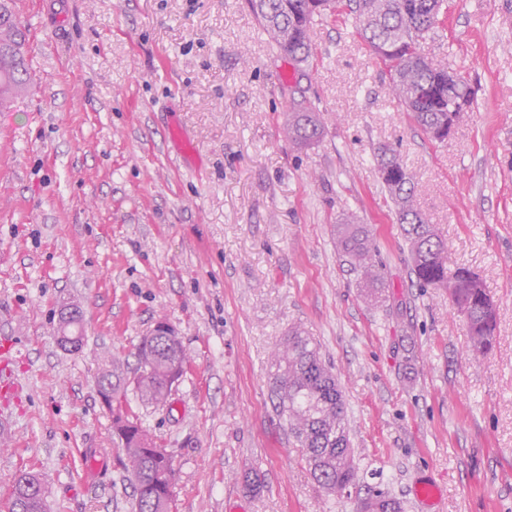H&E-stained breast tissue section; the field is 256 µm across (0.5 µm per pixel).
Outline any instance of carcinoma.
Instances as JSON below:
<instances>
[{
	"label": "carcinoma",
	"mask_w": 512,
	"mask_h": 512,
	"mask_svg": "<svg viewBox=\"0 0 512 512\" xmlns=\"http://www.w3.org/2000/svg\"><path fill=\"white\" fill-rule=\"evenodd\" d=\"M328 8L354 32L388 75L389 89L415 123L434 141L448 138L458 111L472 105L467 78L447 59L424 52L423 44L444 25L447 0H249L252 14L270 36L277 52L297 67L313 60L310 30L315 18ZM26 34L16 21L14 0H0V110L10 107L27 87L24 59ZM288 141L297 149L310 146L323 133L316 110L306 103L288 113ZM375 160L382 182L397 208L413 258L416 281L423 287L449 290L455 309L466 321L473 348L486 354L494 347L497 305L480 277L465 267L448 275V246L416 208L414 176L400 162L396 150L380 146ZM340 252L361 271L366 296L378 298L383 281L373 258L370 231L349 219L336 225ZM59 344L78 351L84 340L83 314L58 325ZM186 353L170 336H146L136 352V366L112 359L99 373L98 392L112 393V432L131 475L136 512H167L166 473L171 459L151 452L154 441L141 428L129 408L127 374L138 400L157 405L167 401L172 379L183 375ZM275 395L299 452L319 486L343 496L358 482V467L349 448L345 404L339 383L322 360L319 347L309 336L294 330L274 354ZM47 485L43 474L23 472L14 481L9 512H47Z\"/></svg>",
	"instance_id": "cac0c4a2"
}]
</instances>
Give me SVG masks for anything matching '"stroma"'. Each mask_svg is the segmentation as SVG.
<instances>
[{"label":"stroma","instance_id":"obj_1","mask_svg":"<svg viewBox=\"0 0 512 512\" xmlns=\"http://www.w3.org/2000/svg\"><path fill=\"white\" fill-rule=\"evenodd\" d=\"M29 91L0 112V342L17 404L0 407V512L24 470L49 512H134L96 379L133 360L159 320L189 363L166 405L130 406L176 470L175 512H360L368 488L430 512H512V0H448L424 50L466 74L473 104L432 141L389 91L350 25L326 15L298 71L248 0H16ZM326 133H283L297 102ZM178 124L197 154L167 138ZM394 148L448 267L497 303L493 350L473 354L447 289L422 288L373 163ZM368 225L379 299L336 249ZM83 312L81 350L58 344V306ZM320 346L340 384L360 480L314 481L277 407L270 365L288 332ZM103 462L86 470L88 455ZM257 491H250L249 483Z\"/></svg>","mask_w":512,"mask_h":512}]
</instances>
